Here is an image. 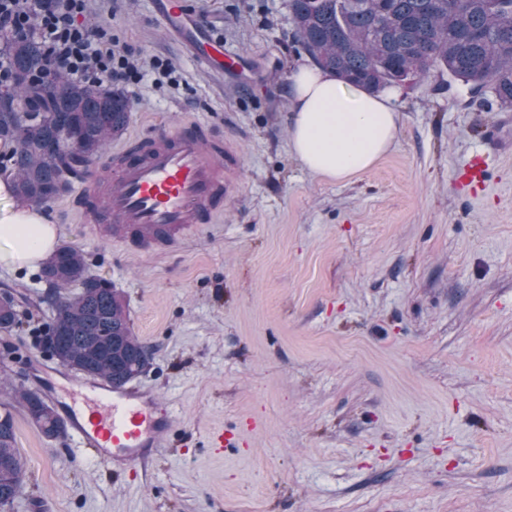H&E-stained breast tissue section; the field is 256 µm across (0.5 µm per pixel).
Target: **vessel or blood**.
<instances>
[{
  "label": "vessel or blood",
  "mask_w": 512,
  "mask_h": 512,
  "mask_svg": "<svg viewBox=\"0 0 512 512\" xmlns=\"http://www.w3.org/2000/svg\"><path fill=\"white\" fill-rule=\"evenodd\" d=\"M158 15L167 30L176 31L186 54L220 71L236 68L183 0H159ZM235 175L234 150L210 127L191 120L176 130H150L99 159L77 178L71 207L91 234L149 254L223 216ZM54 381L73 389L69 396H54L56 415L99 460L134 465L167 444L172 420L153 394L115 389L87 375H58Z\"/></svg>",
  "instance_id": "1"
}]
</instances>
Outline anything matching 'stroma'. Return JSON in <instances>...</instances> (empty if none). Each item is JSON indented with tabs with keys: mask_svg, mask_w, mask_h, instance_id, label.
Listing matches in <instances>:
<instances>
[{
	"mask_svg": "<svg viewBox=\"0 0 512 512\" xmlns=\"http://www.w3.org/2000/svg\"><path fill=\"white\" fill-rule=\"evenodd\" d=\"M236 57L191 63L156 0H89L148 72L127 94L129 144L197 120L232 143L224 216L150 255L92 239L60 197L43 212L89 275L122 290L151 351L136 386L171 409L165 448L125 475L44 436L13 399L46 393L37 336L50 317L39 269L0 267L20 324L0 332V405L25 480L0 512H512V109L494 90H447L437 73L387 88L396 139L343 181L288 144L286 97L311 60L289 0H187ZM489 157L486 183L458 173ZM246 443L213 448L212 434Z\"/></svg>",
	"mask_w": 512,
	"mask_h": 512,
	"instance_id": "1",
	"label": "stroma"
}]
</instances>
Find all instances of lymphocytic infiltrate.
I'll use <instances>...</instances> for the list:
<instances>
[{
    "label": "lymphocytic infiltrate",
    "instance_id": "f902f5d3",
    "mask_svg": "<svg viewBox=\"0 0 512 512\" xmlns=\"http://www.w3.org/2000/svg\"><path fill=\"white\" fill-rule=\"evenodd\" d=\"M87 0H0V39L31 37L44 46L48 70L77 83L131 86L146 70L113 38L86 20Z\"/></svg>",
    "mask_w": 512,
    "mask_h": 512
}]
</instances>
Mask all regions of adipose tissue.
<instances>
[{
    "label": "adipose tissue",
    "instance_id": "1",
    "mask_svg": "<svg viewBox=\"0 0 512 512\" xmlns=\"http://www.w3.org/2000/svg\"><path fill=\"white\" fill-rule=\"evenodd\" d=\"M290 148L310 172L344 180L369 169L391 147L399 117L386 97L300 68L292 78ZM57 244V229L35 207L0 209V263L34 268Z\"/></svg>",
    "mask_w": 512,
    "mask_h": 512
}]
</instances>
